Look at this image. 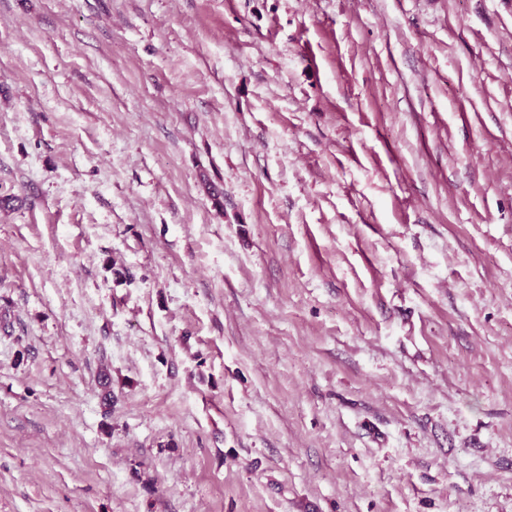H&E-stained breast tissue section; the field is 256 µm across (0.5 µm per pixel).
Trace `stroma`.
Here are the masks:
<instances>
[{
    "label": "stroma",
    "instance_id": "obj_1",
    "mask_svg": "<svg viewBox=\"0 0 512 512\" xmlns=\"http://www.w3.org/2000/svg\"><path fill=\"white\" fill-rule=\"evenodd\" d=\"M0 512H512V0H0Z\"/></svg>",
    "mask_w": 512,
    "mask_h": 512
}]
</instances>
